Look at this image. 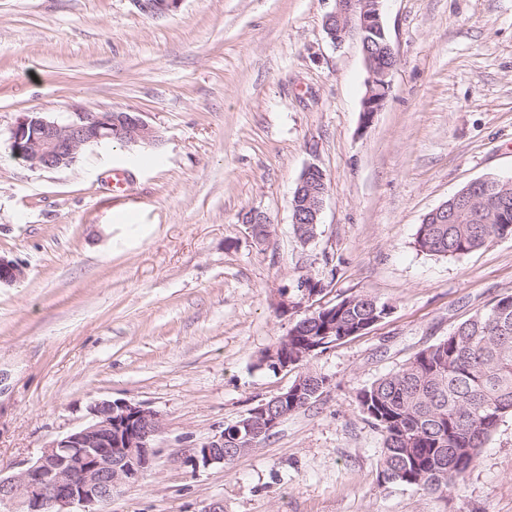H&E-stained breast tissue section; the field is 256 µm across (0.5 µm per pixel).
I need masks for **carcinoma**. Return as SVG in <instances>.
<instances>
[{"instance_id":"cac0c4a2","label":"carcinoma","mask_w":512,"mask_h":512,"mask_svg":"<svg viewBox=\"0 0 512 512\" xmlns=\"http://www.w3.org/2000/svg\"><path fill=\"white\" fill-rule=\"evenodd\" d=\"M512 236V207L492 224H421L418 251L460 258L497 238ZM388 305L368 294L338 301L316 318H300L288 329V352L317 336L321 349L341 334L388 314ZM316 381L307 400H316L327 379ZM358 407L383 436L378 465L387 483L427 495L456 487L478 459L503 417L512 415V293L460 322L396 372L374 381L357 396Z\"/></svg>"}]
</instances>
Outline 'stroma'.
<instances>
[{"label":"stroma","mask_w":512,"mask_h":512,"mask_svg":"<svg viewBox=\"0 0 512 512\" xmlns=\"http://www.w3.org/2000/svg\"><path fill=\"white\" fill-rule=\"evenodd\" d=\"M335 0H0V467L37 456L96 399L158 411L157 455L103 512H512V416L443 495L383 483V437L358 392L512 292V237L461 258L419 252L424 216L469 182L512 178V0H386L391 92L361 123L358 38L333 45ZM142 113L156 145L94 146L68 168L11 156L29 112ZM317 164L328 192L301 245L291 201ZM130 174L113 199V170ZM270 217L257 244L241 217ZM364 293L390 314L308 367L322 394L227 466L183 459L296 371L258 357L286 335L284 288Z\"/></svg>","instance_id":"obj_1"}]
</instances>
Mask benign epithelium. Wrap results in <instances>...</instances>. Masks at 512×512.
Returning a JSON list of instances; mask_svg holds the SVG:
<instances>
[{"label": "benign epithelium", "instance_id": "benign-epithelium-1", "mask_svg": "<svg viewBox=\"0 0 512 512\" xmlns=\"http://www.w3.org/2000/svg\"><path fill=\"white\" fill-rule=\"evenodd\" d=\"M140 10L163 15L178 7L180 0H135ZM384 0H335L334 11L325 19L326 33L339 45L358 36L368 73L362 100V124L372 123L391 90L397 55L382 20ZM118 130L124 147L132 149L157 140L156 130L139 112H100L84 108L65 121L49 120L37 113L25 115L11 134V156L33 168L53 170L75 164L82 151L112 139ZM327 193L326 174L312 164L301 173L292 199V223L303 244L309 239L302 228L317 227ZM457 209L444 202L425 217V223L453 224ZM259 244L270 236L271 219L258 212L242 217ZM24 278L18 263L0 257V283ZM301 302L281 293L284 314L299 312L322 295L328 285L312 276L295 285ZM274 363L278 372L291 370L285 355L271 349L261 355V364ZM302 378L269 401H262L235 424L234 438L215 435L193 448L184 463L193 470L239 458L269 437L288 413V401H298ZM88 421L81 427L46 444L40 455L18 471L0 469V512H102L115 492L143 477L154 459L153 443L163 429L161 415L142 404L124 399H98L87 408Z\"/></svg>", "mask_w": 512, "mask_h": 512}]
</instances>
